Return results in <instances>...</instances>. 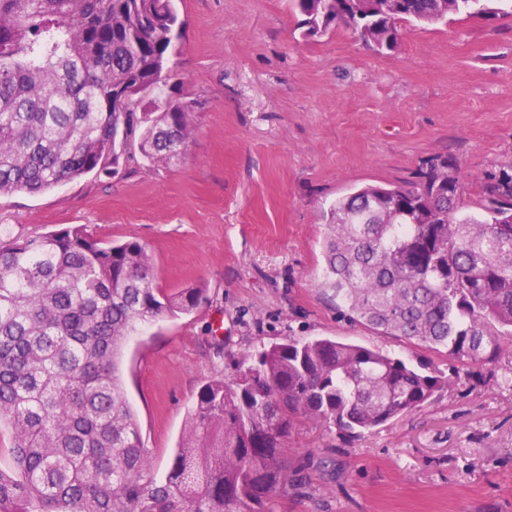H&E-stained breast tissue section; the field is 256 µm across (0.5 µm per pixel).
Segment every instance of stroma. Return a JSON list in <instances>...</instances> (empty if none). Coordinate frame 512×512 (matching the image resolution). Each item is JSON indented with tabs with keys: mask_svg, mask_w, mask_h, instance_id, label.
<instances>
[{
	"mask_svg": "<svg viewBox=\"0 0 512 512\" xmlns=\"http://www.w3.org/2000/svg\"><path fill=\"white\" fill-rule=\"evenodd\" d=\"M175 7L185 25L166 93L198 102L184 158L0 197L11 237L82 224L145 244L157 287L205 288L206 303L143 326L120 360L160 475L200 388L245 352L326 336L447 369L445 352L352 322L320 288L329 209L445 155L476 212L485 176L512 166L511 17L407 23L380 54L342 25L304 36L292 0ZM494 371L357 438L298 421L286 454L300 481L267 512H512V352Z\"/></svg>",
	"mask_w": 512,
	"mask_h": 512,
	"instance_id": "stroma-1",
	"label": "stroma"
}]
</instances>
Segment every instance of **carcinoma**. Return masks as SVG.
I'll return each mask as SVG.
<instances>
[{"mask_svg": "<svg viewBox=\"0 0 512 512\" xmlns=\"http://www.w3.org/2000/svg\"><path fill=\"white\" fill-rule=\"evenodd\" d=\"M308 37L343 23L378 51L404 23L459 12L512 15L491 0H294ZM182 22L174 0H0V195L40 193L121 160L169 165L194 135V99L163 88ZM149 93L138 106L126 98ZM437 156L407 185L336 200L323 286L355 321L435 350L449 373L328 337L288 338L199 390L158 478L122 388L119 360L141 324L206 300L156 286L138 241L83 225L0 235V512H264L292 482L297 421L346 436L420 410L512 343V174L485 177L481 212Z\"/></svg>", "mask_w": 512, "mask_h": 512, "instance_id": "carcinoma-1", "label": "carcinoma"}]
</instances>
